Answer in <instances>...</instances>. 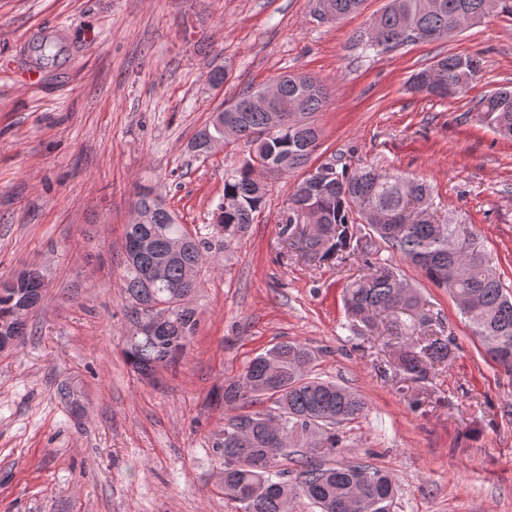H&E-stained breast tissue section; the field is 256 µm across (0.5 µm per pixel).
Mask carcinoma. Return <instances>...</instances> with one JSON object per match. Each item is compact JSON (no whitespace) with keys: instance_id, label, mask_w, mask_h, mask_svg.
I'll return each instance as SVG.
<instances>
[{"instance_id":"obj_1","label":"carcinoma","mask_w":512,"mask_h":512,"mask_svg":"<svg viewBox=\"0 0 512 512\" xmlns=\"http://www.w3.org/2000/svg\"><path fill=\"white\" fill-rule=\"evenodd\" d=\"M328 24H337L358 11L363 0H330ZM486 0H389L368 29L366 49L376 53L409 42H437L460 30L468 16L484 13ZM63 45L43 39L33 46L37 64L58 62ZM482 70L477 55L448 54L411 76L413 88L448 99L465 92ZM278 96L293 104L299 121L283 120L275 136L265 137L271 103L261 101L262 89L249 88L233 104L235 139L249 148V158L224 181V200L216 212V224L230 243L245 232L266 203L269 185L257 179L254 166L274 157L283 160L284 171L305 166L319 148L321 131L311 121L327 103V89L305 75L278 77ZM499 88L479 98L473 111L479 121L495 131L512 134V98ZM433 202L432 189L424 181L399 173L374 169L351 171L336 168V185L309 181L294 185V211L315 209L326 230L298 239V247L319 260L340 258L345 253L369 257L367 272L346 285L343 301L349 313L372 330L384 323L397 337L409 335L413 324L403 320L421 304L418 291L402 294L404 278L393 262L397 256L419 268L436 286L463 298L461 314L473 328L485 353L512 377V293L489 268L486 254L474 237L458 224H438L427 214L407 212L411 204ZM383 213L384 224L372 216ZM143 237L151 247H134ZM174 240L184 241L176 255L169 251ZM211 245L190 233L164 206L153 210L149 222L126 227L123 254V292L132 305V318L146 315L162 319L149 336L129 339L128 362L149 376L160 363H173L193 343L198 312L193 295ZM389 256H381V250ZM165 264L168 277L155 282L150 268ZM23 283H0V344L16 342L26 334V321L17 309L36 308L44 300ZM451 356L450 343L435 338L398 348L395 369L412 381L427 377L436 362ZM316 357L306 345L284 341L255 356L237 378L224 380L218 402L231 411L224 428L213 434L210 447L221 464L224 495L240 504L242 512H286V504L304 496L319 512H390L392 479L368 465L334 460L339 438L336 426L360 417L367 404L356 392L312 374ZM271 402L275 410L263 409ZM301 455L298 476L290 478L283 462Z\"/></svg>"}]
</instances>
